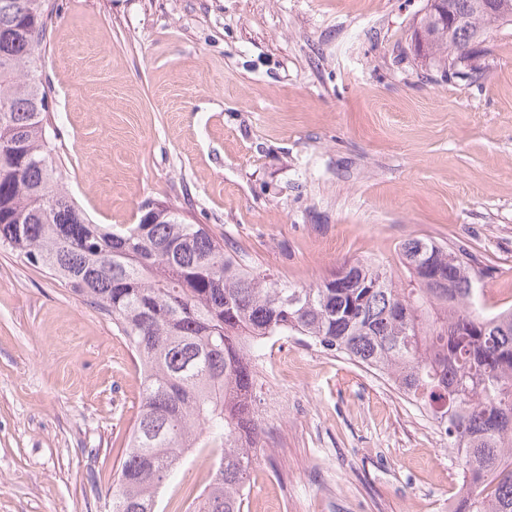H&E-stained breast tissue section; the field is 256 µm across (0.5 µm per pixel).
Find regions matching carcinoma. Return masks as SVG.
<instances>
[{
  "instance_id": "1",
  "label": "carcinoma",
  "mask_w": 512,
  "mask_h": 512,
  "mask_svg": "<svg viewBox=\"0 0 512 512\" xmlns=\"http://www.w3.org/2000/svg\"><path fill=\"white\" fill-rule=\"evenodd\" d=\"M50 0H0V247L47 269L112 316L142 371L140 411L112 512H157L193 450L217 453L195 512H243L261 433L253 349L303 336L384 374L443 426L465 492L450 512H512V309L473 310V269L429 239L402 247L398 286L380 267L344 262L291 288L224 252L205 224L147 201L138 223L91 222L62 185L47 92L36 77ZM453 28L424 15L422 57L448 77L512 0H443Z\"/></svg>"
}]
</instances>
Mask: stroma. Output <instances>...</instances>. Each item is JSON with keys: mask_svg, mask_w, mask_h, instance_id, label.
<instances>
[{"mask_svg": "<svg viewBox=\"0 0 512 512\" xmlns=\"http://www.w3.org/2000/svg\"><path fill=\"white\" fill-rule=\"evenodd\" d=\"M38 76L62 181L97 224L145 201L284 286L401 248L464 249L512 307V24L473 79L414 51L428 0H56ZM243 512H448L462 471L386 377L294 336L256 359ZM139 365L111 317L0 248V512H112ZM211 480L181 467L159 512Z\"/></svg>", "mask_w": 512, "mask_h": 512, "instance_id": "1", "label": "stroma"}]
</instances>
